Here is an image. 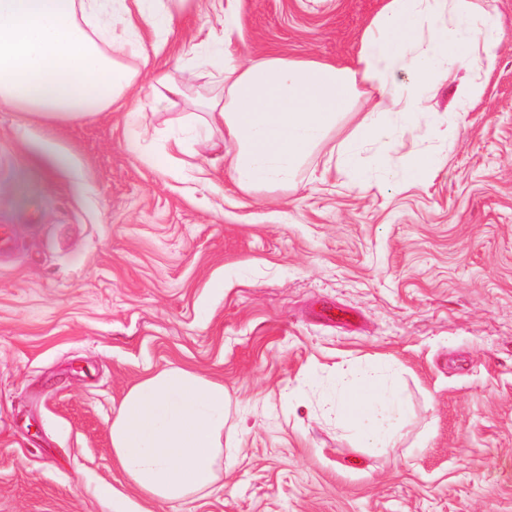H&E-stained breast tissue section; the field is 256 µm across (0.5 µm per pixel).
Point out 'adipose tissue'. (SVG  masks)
Listing matches in <instances>:
<instances>
[{"label": "adipose tissue", "instance_id": "1", "mask_svg": "<svg viewBox=\"0 0 512 512\" xmlns=\"http://www.w3.org/2000/svg\"><path fill=\"white\" fill-rule=\"evenodd\" d=\"M198 0H0V110L56 124L110 111L140 78L143 27L159 32L195 12ZM195 57L218 76L194 116L197 134L246 193L291 185L309 154L352 116H366L341 151L352 186L366 183L363 146L380 151L370 168L388 180L398 132L411 133L427 110V86L457 70L474 73L459 99H478V74L491 72L502 35L483 0H387L366 29L352 65L267 54L243 60L228 51L238 24L224 0H207ZM332 411L373 448L394 447L404 421L393 389L376 376L345 371ZM229 398L222 381L166 367L134 384L112 418V462L146 504H171L215 491L224 470Z\"/></svg>", "mask_w": 512, "mask_h": 512}]
</instances>
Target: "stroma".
Returning a JSON list of instances; mask_svg holds the SVG:
<instances>
[{"mask_svg": "<svg viewBox=\"0 0 512 512\" xmlns=\"http://www.w3.org/2000/svg\"><path fill=\"white\" fill-rule=\"evenodd\" d=\"M384 3L238 0L231 48L346 65ZM487 6L503 41L484 93L459 105L464 71L432 85L392 156L447 162L404 188L397 169L350 189L351 121L290 188L249 194L193 105L147 84L80 122L0 112V512H107L91 489L124 481L112 417L171 364L224 383L223 487L154 512H512V0ZM198 26L147 37L151 64ZM321 298L355 323L318 319ZM347 367L387 368L395 447L324 416Z\"/></svg>", "mask_w": 512, "mask_h": 512, "instance_id": "stroma-1", "label": "stroma"}]
</instances>
